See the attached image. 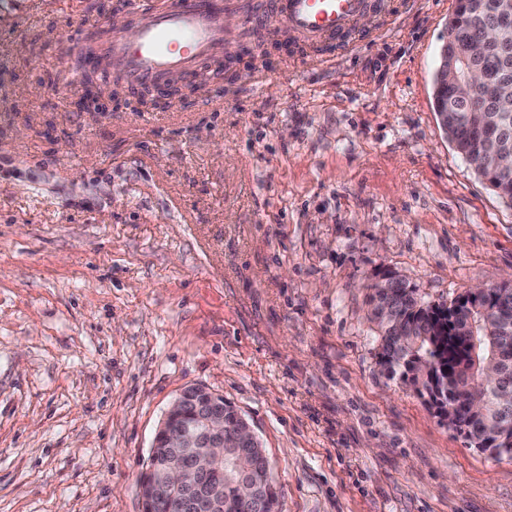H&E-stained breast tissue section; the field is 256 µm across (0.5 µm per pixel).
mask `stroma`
Segmentation results:
<instances>
[{
	"label": "stroma",
	"mask_w": 512,
	"mask_h": 512,
	"mask_svg": "<svg viewBox=\"0 0 512 512\" xmlns=\"http://www.w3.org/2000/svg\"><path fill=\"white\" fill-rule=\"evenodd\" d=\"M124 0H0V512H142L185 388L266 450L281 512H512L380 363L368 297L512 281V205L449 143L433 75L454 0H412L334 66L272 35L210 77L80 111V50Z\"/></svg>",
	"instance_id": "35a3bbf8"
}]
</instances>
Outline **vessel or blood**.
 Instances as JSON below:
<instances>
[{
  "instance_id": "b4317fda",
  "label": "vessel or blood",
  "mask_w": 512,
  "mask_h": 512,
  "mask_svg": "<svg viewBox=\"0 0 512 512\" xmlns=\"http://www.w3.org/2000/svg\"><path fill=\"white\" fill-rule=\"evenodd\" d=\"M410 0H162L133 9L135 39L121 34L102 37L84 53L86 69L118 77L128 88L165 91L173 82L196 83L204 66L235 53L236 43L249 42L277 18L302 43L318 49L321 63H331L336 46L352 42L353 22L362 12H379L392 25ZM241 15L237 42L224 33V16Z\"/></svg>"
}]
</instances>
